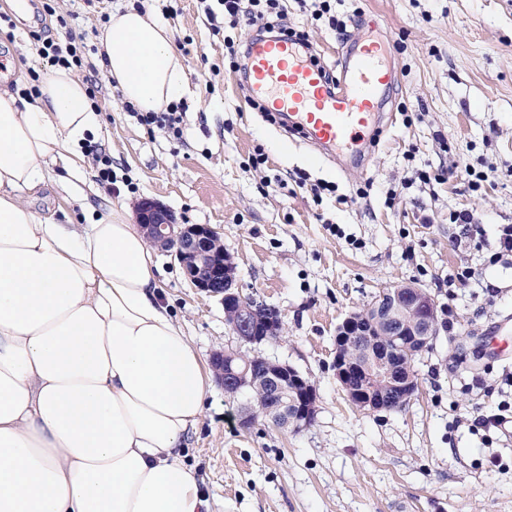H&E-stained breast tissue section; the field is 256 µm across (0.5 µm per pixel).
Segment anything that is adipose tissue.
Returning <instances> with one entry per match:
<instances>
[{"label":"adipose tissue","instance_id":"adipose-tissue-1","mask_svg":"<svg viewBox=\"0 0 512 512\" xmlns=\"http://www.w3.org/2000/svg\"><path fill=\"white\" fill-rule=\"evenodd\" d=\"M99 55L139 111L190 93L151 11L113 12ZM98 124L69 69L30 101L0 91V512H211L183 455L209 373L141 228L57 224L21 196L81 167Z\"/></svg>","mask_w":512,"mask_h":512}]
</instances>
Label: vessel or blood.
I'll list each match as a JSON object with an SVG mask.
<instances>
[{
	"label": "vessel or blood",
	"mask_w": 512,
	"mask_h": 512,
	"mask_svg": "<svg viewBox=\"0 0 512 512\" xmlns=\"http://www.w3.org/2000/svg\"><path fill=\"white\" fill-rule=\"evenodd\" d=\"M254 100L280 113L289 131L317 152L333 153L338 167L358 160L372 131L391 121L384 91L394 83L390 44L376 24L336 60L340 78L328 84L323 65L290 39H256L248 49Z\"/></svg>",
	"instance_id": "1"
}]
</instances>
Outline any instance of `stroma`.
I'll list each match as a JSON object with an SVG mask.
<instances>
[{"label":"stroma","mask_w":512,"mask_h":512,"mask_svg":"<svg viewBox=\"0 0 512 512\" xmlns=\"http://www.w3.org/2000/svg\"><path fill=\"white\" fill-rule=\"evenodd\" d=\"M282 5L335 72L343 39L313 19L310 0ZM334 5L348 35L374 17L394 43V120L362 168H338L264 118L224 55L225 36L246 44L257 29L227 31L219 0H0V89L18 94L50 73L39 36L74 41L84 59L75 74L99 116L90 141L112 160L111 185L90 154L73 192L45 187L33 206L80 224L156 200L212 225L243 293L280 310L284 333L262 350L312 382L319 410L307 428L280 429L214 382L186 461L216 512H512V434L474 423L512 403V348L497 354L490 343L512 319V253L493 260L477 247L512 225V0ZM129 6L159 15L184 65L180 139L138 124L103 73L102 28ZM258 147L267 160L255 169ZM418 169L444 178L420 182ZM473 171L488 174L476 188ZM323 180L337 191L318 200L311 187ZM462 210L473 225L450 223ZM156 263L161 298L204 360L247 351L219 298L191 288L168 253ZM465 268L472 278L460 279ZM400 282L435 297L440 334L415 362L418 389L403 409L360 411L336 379V327Z\"/></svg>","instance_id":"35a3bbf8"}]
</instances>
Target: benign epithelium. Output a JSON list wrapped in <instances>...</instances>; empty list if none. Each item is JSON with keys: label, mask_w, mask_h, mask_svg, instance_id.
Segmentation results:
<instances>
[{"label": "benign epithelium", "mask_w": 512, "mask_h": 512, "mask_svg": "<svg viewBox=\"0 0 512 512\" xmlns=\"http://www.w3.org/2000/svg\"><path fill=\"white\" fill-rule=\"evenodd\" d=\"M138 224L149 242L171 254L190 285L224 301V317L232 333L253 344L282 330L279 310L263 300L247 299L236 284L231 258H217L211 244L218 232L209 224H182L167 207L141 201ZM439 335L438 304L426 290L399 283L383 290L362 312L350 314L336 330V379L350 403L362 410L387 409L393 398L411 399L417 379L412 359L429 349ZM224 385L263 387L275 402L265 413L286 427L310 426L317 414L316 391L310 381L287 363L268 361L259 373L233 367L219 373Z\"/></svg>", "instance_id": "7a95c632"}]
</instances>
